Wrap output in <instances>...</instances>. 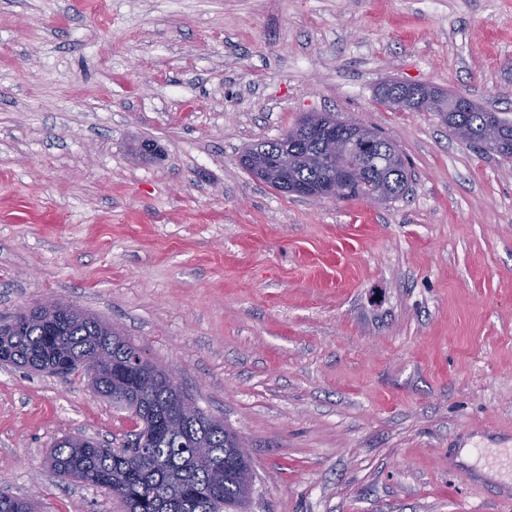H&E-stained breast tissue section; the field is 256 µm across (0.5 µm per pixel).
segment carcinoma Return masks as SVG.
I'll use <instances>...</instances> for the list:
<instances>
[{
    "mask_svg": "<svg viewBox=\"0 0 512 512\" xmlns=\"http://www.w3.org/2000/svg\"><path fill=\"white\" fill-rule=\"evenodd\" d=\"M380 103L408 112H440L448 129L458 138L481 144L484 126L498 124L497 144L490 148L502 159H512V121L499 113L474 106L471 112L452 111L455 95L440 91V107L435 109L415 99L414 95L393 81L376 89ZM288 139L265 141L247 149L240 165L248 168L250 160H273L286 154L293 160L289 180L274 186L285 192L287 186L304 185L314 193L324 187V168L310 161L320 153L318 132L297 121ZM378 148L392 159L382 169L365 176L353 187L351 197L371 195L383 182L386 200L403 196L411 173L398 148L377 136ZM107 323L86 312H69L50 330L36 320H21L14 334L0 339V357L18 367L47 365L56 350L80 360L99 355L103 370L94 377V392L130 412L135 423L140 419L152 427L141 453L132 457L127 446L103 448L92 439L76 448L68 438L55 443L48 456L50 467L60 476L101 487L116 498L123 512H243L251 494V464L246 453L236 447L239 435L221 420L200 413L171 428L173 398L160 382L148 381L124 364V353L134 354L139 347L114 331H104ZM0 512H35V501L22 500L8 490L0 479Z\"/></svg>",
    "mask_w": 512,
    "mask_h": 512,
    "instance_id": "1",
    "label": "carcinoma"
}]
</instances>
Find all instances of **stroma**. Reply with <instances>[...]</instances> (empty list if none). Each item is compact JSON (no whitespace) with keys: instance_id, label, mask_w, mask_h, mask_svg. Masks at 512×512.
<instances>
[{"instance_id":"stroma-1","label":"stroma","mask_w":512,"mask_h":512,"mask_svg":"<svg viewBox=\"0 0 512 512\" xmlns=\"http://www.w3.org/2000/svg\"><path fill=\"white\" fill-rule=\"evenodd\" d=\"M387 78L512 120V0H0V322L71 303L176 371L245 441V512H512V159ZM307 112L395 142L408 193L240 166ZM134 428L84 374L0 364V477L39 512H122L46 458ZM376 96L380 103L389 107H395L408 112H440L448 129L458 138L481 145V140L476 138L482 132L489 121H496L498 124V140L494 147H489L502 159H512V121L501 117L499 112H494L478 106L474 103L473 112H465L472 102L460 97L456 101L458 112L452 111V102L456 95L440 90V107L438 110L425 105L415 99L414 95L407 92L405 88L395 81H385L376 89ZM358 180V174L353 170L341 167L336 171V180L332 182L321 198H340L346 196L351 183Z\"/></svg>"}]
</instances>
